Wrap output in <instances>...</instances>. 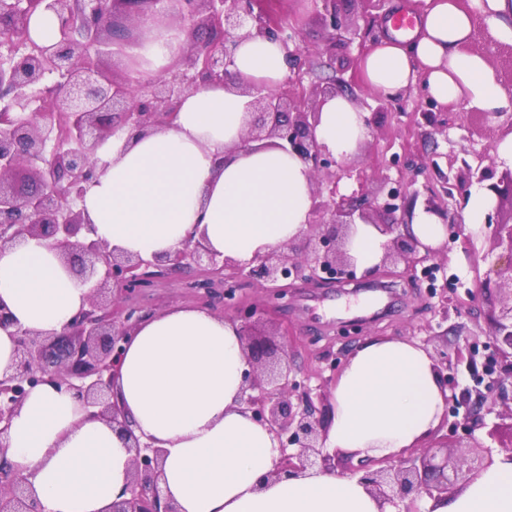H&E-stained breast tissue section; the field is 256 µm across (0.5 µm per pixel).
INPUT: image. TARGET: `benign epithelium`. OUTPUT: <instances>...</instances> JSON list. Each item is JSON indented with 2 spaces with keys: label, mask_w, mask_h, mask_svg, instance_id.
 <instances>
[{
  "label": "benign epithelium",
  "mask_w": 512,
  "mask_h": 512,
  "mask_svg": "<svg viewBox=\"0 0 512 512\" xmlns=\"http://www.w3.org/2000/svg\"><path fill=\"white\" fill-rule=\"evenodd\" d=\"M0 9V248L29 240L45 241L58 251L68 266L83 265L79 278L92 283L86 306L62 332H16L17 360L13 372L0 377V512H43L23 477L4 457L11 421L29 391L50 384L72 392L90 415L99 418L129 440L133 452L125 498L112 503V512H177L174 503L161 496L164 451L141 440L130 429L127 416L112 400V383L119 373L125 343L150 312L130 301L142 283L155 282L175 270H194L191 287L210 295L222 288L224 307L239 325L243 350L250 369L243 374L240 402L252 418L267 426L280 456L267 478H279L297 469L295 461L313 468L336 469L340 475L357 476L380 501L396 512H417L415 503L434 498L468 484L491 460L475 455L463 460L439 448H416L376 467L352 462L325 447L331 413L321 387H311L309 377L291 372L288 365L268 363L259 355V343L251 328L267 313L257 303L243 300L239 279L258 282L283 308L290 295L284 282H334L336 275L354 278L355 263L347 244L356 224H370L390 236L384 244L381 265L401 259L407 270L435 261L438 250L406 231L404 222L408 182L389 176L367 187L363 171L339 163L318 142L319 108L338 94L334 87L319 90L303 84L300 30L265 8V0H9ZM328 46L336 47L351 30L341 0H321ZM52 11L60 20L59 39L40 46L29 36V20L36 9ZM189 22L190 32L201 30L206 39L192 45L175 64L155 80L117 79L92 58L112 55L114 46L128 43L125 31L113 25L122 16L140 33L150 20L155 27H169L171 13ZM263 37L280 43L288 63V76L274 89L247 84L242 93L250 98L245 120L246 141L278 139L281 147L308 164L317 179L312 188L309 226L320 228L311 247L288 253L272 250L248 263L232 261L201 242L187 243L173 254L143 257L115 252L90 240L93 225L84 222L78 202L86 186L97 176L96 152L112 137L128 131L144 135L171 123L181 97L191 90L222 85L229 75L238 41ZM468 183L482 186L495 207L486 214L497 242L508 243L498 276L512 273V217L502 214V203L512 199V171L494 179L491 165L465 164ZM357 177L360 196L338 194L336 181ZM492 359L499 361L512 351V305L493 318ZM446 368L466 363L482 388L456 394L449 387L447 405L469 437L484 426L483 408L492 412L499 404L512 417V367L478 370L473 357L440 353ZM297 403H292V400Z\"/></svg>",
  "instance_id": "1"
}]
</instances>
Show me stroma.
Returning <instances> with one entry per match:
<instances>
[{
	"label": "stroma",
	"instance_id": "obj_1",
	"mask_svg": "<svg viewBox=\"0 0 512 512\" xmlns=\"http://www.w3.org/2000/svg\"><path fill=\"white\" fill-rule=\"evenodd\" d=\"M418 0H343L347 17L365 34L364 39L326 46L323 11L312 0H277L275 8L302 33L307 51L306 82L326 84L335 78L349 82L364 112L371 114L367 138L353 156L356 165L365 167L371 178L404 174L411 180L416 199L408 200V209L424 207L431 193L441 195V206L466 214L471 194L478 184L454 189L451 197L441 194L444 176H460L463 165L475 162L477 155L489 151L501 138L502 128L484 123L471 113H447V128L426 125L423 112L445 113L443 106L426 98L422 87L403 92L398 100L378 106L375 93L360 80L359 60L382 37L388 36V21L399 11L416 12ZM472 47L486 55L496 79L512 88V45L496 41L483 21H476ZM435 159L437 168L427 167ZM506 249L494 245L491 230L484 222L463 223L457 239L449 240L447 249L448 312L439 314L438 299L425 283L402 276V264H395L394 274L380 278L357 270L347 284L314 286L297 283L285 311L263 317L265 333H287L288 365L310 376L325 373L328 360L344 367L356 347L368 337L406 338L421 344L430 354L441 351L473 349L478 360L491 354L488 338L491 318L499 314L512 283L488 278V271ZM192 272L168 275L152 288L135 295V302L157 312L173 305L199 306L190 286ZM363 315L367 321L360 334L340 336L339 322ZM485 428L473 438L482 445L483 455L494 458L503 443L512 441V423L491 413ZM497 427L496 437L487 430ZM440 434L449 444L468 445L464 434H453L451 425H443Z\"/></svg>",
	"mask_w": 512,
	"mask_h": 512
}]
</instances>
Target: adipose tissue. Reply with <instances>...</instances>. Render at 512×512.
<instances>
[{"instance_id": "1", "label": "adipose tissue", "mask_w": 512, "mask_h": 512, "mask_svg": "<svg viewBox=\"0 0 512 512\" xmlns=\"http://www.w3.org/2000/svg\"><path fill=\"white\" fill-rule=\"evenodd\" d=\"M423 2L411 37L383 40L361 57L364 84L385 95L420 84L442 105L512 112V91L470 47L477 13L496 40L512 44V0ZM187 43L183 29L146 43L135 78L162 74ZM287 70L277 42L240 41L226 84L188 92L173 122L147 136L103 144L100 174L79 204L94 239L147 257L199 241L246 262L299 237L309 221V167L272 141L244 142L248 99L239 90L276 86ZM366 135L365 114L348 98L321 105L317 139L330 153L350 155ZM87 294L46 243L1 248L0 306L13 323L0 327V375L14 365L17 329L61 331ZM247 368L238 325L199 308L148 316L126 346L113 393L134 434L163 449L160 487L179 512H393L355 477L307 468L269 479L279 450L239 401ZM445 396L422 345L367 339L332 389L328 447L355 463L399 458L429 443ZM1 453L44 512H110L129 479L127 440L49 385L29 392ZM421 512H512V461L495 459L463 489L426 499Z\"/></svg>"}]
</instances>
